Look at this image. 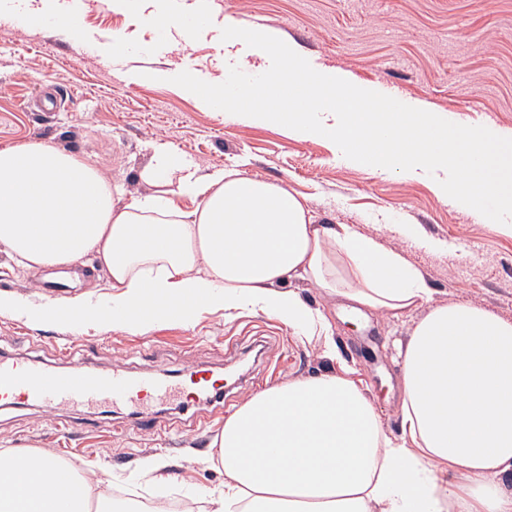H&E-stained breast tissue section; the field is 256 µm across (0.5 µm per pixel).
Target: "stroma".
Returning <instances> with one entry per match:
<instances>
[{"label":"stroma","mask_w":512,"mask_h":512,"mask_svg":"<svg viewBox=\"0 0 512 512\" xmlns=\"http://www.w3.org/2000/svg\"><path fill=\"white\" fill-rule=\"evenodd\" d=\"M194 0H135L115 11L107 0H58L77 15L84 37L65 41L50 26L0 27V146L50 143L97 162L126 197L145 193L139 174L157 143L205 167L288 187L306 197L312 213L336 224H357L390 246L405 249L426 273L439 301L466 300L512 320V234L473 209L437 196L430 177L379 173L346 162L329 140L294 138L266 125L225 119L172 84L188 71L223 82L231 64L221 30L229 23L275 30L300 49L314 69L347 72L354 85L391 96L451 122L512 130V0H207L197 22ZM179 15L194 30L183 47L178 29L148 25L152 10ZM120 38L125 51L106 63L97 46ZM391 224L416 225L447 242L444 253L399 240ZM79 284L57 291L45 276L0 254V293L23 302L58 304L106 298L110 280L93 257L80 264ZM302 297L331 319L340 355L374 402L388 434L401 432V360L396 343L414 316L344 320L339 302L306 282ZM59 370L88 368L173 379L209 370L223 391L219 403L143 400V415L107 405L46 410L0 408V448L37 445L71 462L100 461L113 489L128 502L159 499L223 485L224 472L206 464L212 437L248 396L274 384L331 370L315 344L299 341L279 320L243 313H203L190 325L161 324L141 335L29 326L0 310V357ZM153 419L162 434L138 427ZM159 456V478L138 488L140 461Z\"/></svg>","instance_id":"stroma-1"}]
</instances>
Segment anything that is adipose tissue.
I'll list each match as a JSON object with an SVG mask.
<instances>
[{"mask_svg":"<svg viewBox=\"0 0 512 512\" xmlns=\"http://www.w3.org/2000/svg\"><path fill=\"white\" fill-rule=\"evenodd\" d=\"M123 201L100 170L42 142L0 147V253L32 271L93 257L106 302L70 313L0 294L31 325L141 333L205 310L278 319L338 368L255 392L224 421L207 463L224 486L190 512H512V320L434 299L402 250L354 224L316 220L288 188L208 169L159 145ZM189 197L182 209L178 197ZM307 282L354 309H424L402 359L401 435L340 361L328 316L291 288ZM92 460L0 450V512H111Z\"/></svg>","mask_w":512,"mask_h":512,"instance_id":"obj_1","label":"adipose tissue"}]
</instances>
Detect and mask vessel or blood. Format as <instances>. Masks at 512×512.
<instances>
[{
  "mask_svg": "<svg viewBox=\"0 0 512 512\" xmlns=\"http://www.w3.org/2000/svg\"><path fill=\"white\" fill-rule=\"evenodd\" d=\"M163 387L149 375L58 373L37 363L0 360V403L58 405L109 400L134 403Z\"/></svg>",
  "mask_w": 512,
  "mask_h": 512,
  "instance_id": "b4317fda",
  "label": "vessel or blood"
}]
</instances>
